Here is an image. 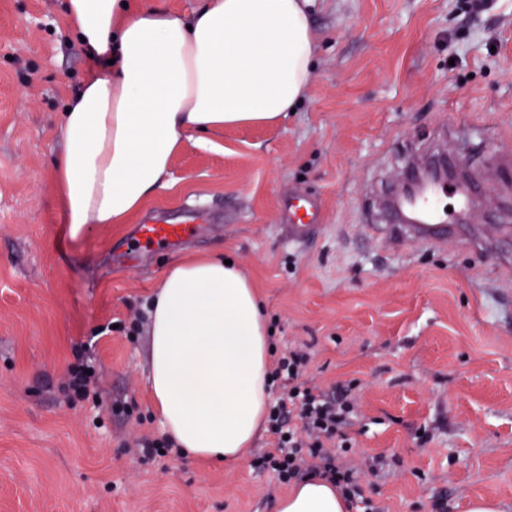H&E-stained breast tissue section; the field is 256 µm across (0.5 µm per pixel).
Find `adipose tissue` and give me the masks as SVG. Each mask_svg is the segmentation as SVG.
I'll list each match as a JSON object with an SVG mask.
<instances>
[{"label":"adipose tissue","mask_w":512,"mask_h":512,"mask_svg":"<svg viewBox=\"0 0 512 512\" xmlns=\"http://www.w3.org/2000/svg\"><path fill=\"white\" fill-rule=\"evenodd\" d=\"M101 64L61 115L54 185L72 239L123 224L169 189L182 142L228 126L272 125L305 94L314 39L302 0H201L190 16L154 0H64ZM147 391L184 453L243 462L265 428L268 322L256 288L224 255L176 258L146 307ZM274 512H349L318 477Z\"/></svg>","instance_id":"ef3b65f1"}]
</instances>
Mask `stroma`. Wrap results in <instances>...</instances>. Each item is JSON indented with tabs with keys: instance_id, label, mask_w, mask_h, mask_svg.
<instances>
[{
	"instance_id": "obj_1",
	"label": "stroma",
	"mask_w": 512,
	"mask_h": 512,
	"mask_svg": "<svg viewBox=\"0 0 512 512\" xmlns=\"http://www.w3.org/2000/svg\"><path fill=\"white\" fill-rule=\"evenodd\" d=\"M310 0L307 91L271 127L184 142L172 188L124 224L66 231L52 164L60 117L93 67L62 0H0V512H273L287 493L258 458L236 467L146 462L160 434L146 390L147 329L97 335L145 311L179 255L236 256L278 351L305 349V379L354 383L347 434L364 494L382 512H512V264L460 241L392 248L385 193L432 155L481 186L474 224H510L497 204L512 167V0ZM323 203L317 232L288 238L279 203ZM208 213L178 250L117 264L138 224ZM102 405L61 388L88 339ZM102 426H95V419Z\"/></svg>"
}]
</instances>
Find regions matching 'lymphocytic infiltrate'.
Instances as JSON below:
<instances>
[{"label":"lymphocytic infiltrate","mask_w":512,"mask_h":512,"mask_svg":"<svg viewBox=\"0 0 512 512\" xmlns=\"http://www.w3.org/2000/svg\"><path fill=\"white\" fill-rule=\"evenodd\" d=\"M308 362V355L297 349L274 362L270 377L281 394L269 408L267 430L276 446L261 456L259 465L283 484L312 475L324 478L350 502L362 504L364 512H376L356 470L342 460L350 449L345 429L356 413L352 390L340 385L329 395L308 385L303 379Z\"/></svg>","instance_id":"f902f5d3"}]
</instances>
